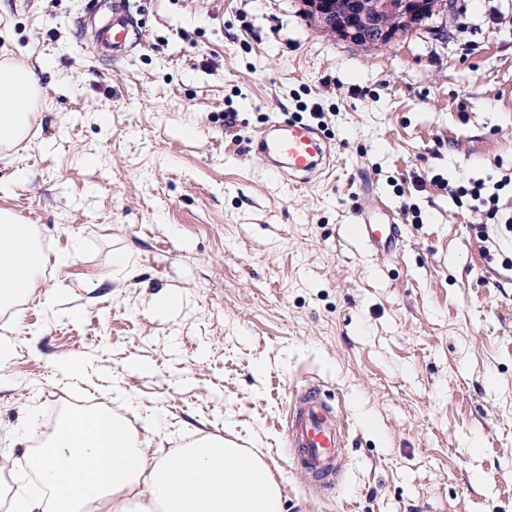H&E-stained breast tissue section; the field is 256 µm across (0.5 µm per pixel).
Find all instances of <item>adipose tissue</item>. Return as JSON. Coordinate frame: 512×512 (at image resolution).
Segmentation results:
<instances>
[{
  "mask_svg": "<svg viewBox=\"0 0 512 512\" xmlns=\"http://www.w3.org/2000/svg\"><path fill=\"white\" fill-rule=\"evenodd\" d=\"M38 91L22 59L0 66V154L25 139ZM45 255L34 224L0 209V308L27 293ZM44 492L18 489L11 512H283L279 484L255 456L203 433L172 452L149 447L118 415L65 414L24 461Z\"/></svg>",
  "mask_w": 512,
  "mask_h": 512,
  "instance_id": "ef3b65f1",
  "label": "adipose tissue"
}]
</instances>
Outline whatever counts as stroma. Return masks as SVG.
<instances>
[{"mask_svg":"<svg viewBox=\"0 0 512 512\" xmlns=\"http://www.w3.org/2000/svg\"><path fill=\"white\" fill-rule=\"evenodd\" d=\"M130 2L110 58L106 0H0V61L27 59L45 97L0 156V208L49 257L0 309V457L88 399L158 448L202 431L252 449L284 512H512V237L448 191L512 175V0H458L384 49L299 0ZM305 107L334 169L296 185L254 138ZM360 166L376 196L355 194ZM379 199L403 229L390 255L353 231ZM162 294L178 306L154 310ZM307 379L347 434L323 494L286 443ZM128 19L124 6L112 9V15L99 29V48L103 53L112 54L127 48Z\"/></svg>","mask_w":512,"mask_h":512,"instance_id":"obj_1","label":"stroma"}]
</instances>
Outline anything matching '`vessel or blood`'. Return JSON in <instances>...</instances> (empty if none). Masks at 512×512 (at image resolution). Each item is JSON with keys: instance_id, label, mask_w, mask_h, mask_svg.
<instances>
[{"instance_id": "vessel-or-blood-1", "label": "vessel or blood", "mask_w": 512, "mask_h": 512, "mask_svg": "<svg viewBox=\"0 0 512 512\" xmlns=\"http://www.w3.org/2000/svg\"><path fill=\"white\" fill-rule=\"evenodd\" d=\"M128 14L118 6L100 27L99 48L104 53L125 50ZM255 148L269 161L272 174L308 183L330 164L331 144L321 131L297 121H275L262 128ZM356 234L369 248L387 254L402 242L401 227L382 207L361 210ZM287 443L297 451L304 473L312 483L333 485L345 454L346 434L336 423L317 385H306L294 398L288 414Z\"/></svg>"}]
</instances>
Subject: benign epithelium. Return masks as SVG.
I'll list each match as a JSON object with an SVG mask.
<instances>
[{"label":"benign epithelium","mask_w":512,"mask_h":512,"mask_svg":"<svg viewBox=\"0 0 512 512\" xmlns=\"http://www.w3.org/2000/svg\"><path fill=\"white\" fill-rule=\"evenodd\" d=\"M301 4L304 16L324 32L374 49L408 36L427 12L422 0H379L370 14L364 0H351L343 11L336 9V0H301Z\"/></svg>","instance_id":"benign-epithelium-1"}]
</instances>
